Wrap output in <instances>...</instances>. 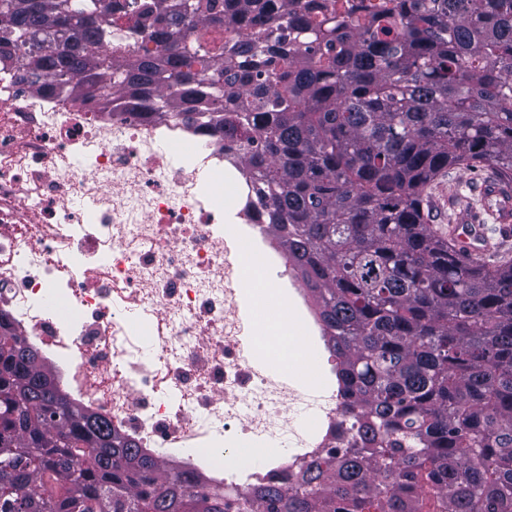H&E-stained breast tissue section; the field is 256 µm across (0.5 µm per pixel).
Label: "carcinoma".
<instances>
[{
  "label": "carcinoma",
  "mask_w": 512,
  "mask_h": 512,
  "mask_svg": "<svg viewBox=\"0 0 512 512\" xmlns=\"http://www.w3.org/2000/svg\"><path fill=\"white\" fill-rule=\"evenodd\" d=\"M290 2L0 0V71L245 147L354 448L227 494L0 352V512H512V264L465 259L424 210L451 166L512 182V0ZM121 13L160 49L116 60ZM290 272H291V281L288 280V288H291V289H285L284 295H285L286 299L288 300V303L293 305L294 308L296 309L297 313L303 319H305L307 321L308 327H309V332H313V330L311 328L310 317H313L314 323L316 325L320 326L321 324L312 315V312L308 306L305 295L302 293L300 288H295L294 285H298L301 288L305 289V291L307 292L309 301H310V305H311L312 309H314L313 303H312V298L310 296V293L307 291L306 287L303 285L301 279L299 277H297L296 273L291 270V267H290Z\"/></svg>",
  "instance_id": "1"
}]
</instances>
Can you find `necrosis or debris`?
I'll return each mask as SVG.
<instances>
[{
    "label": "necrosis or debris",
    "instance_id": "necrosis-or-debris-1",
    "mask_svg": "<svg viewBox=\"0 0 512 512\" xmlns=\"http://www.w3.org/2000/svg\"><path fill=\"white\" fill-rule=\"evenodd\" d=\"M241 155L178 113L57 98L17 72L0 84V312L71 396L155 457L284 438L282 471L345 455L353 421L331 380L311 403L250 353L238 244L288 259L252 216Z\"/></svg>",
    "mask_w": 512,
    "mask_h": 512
}]
</instances>
